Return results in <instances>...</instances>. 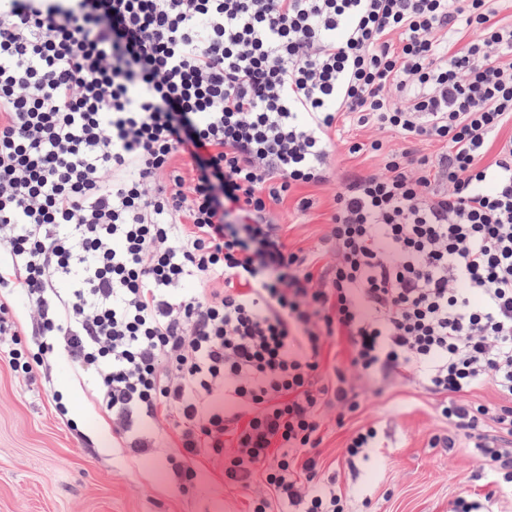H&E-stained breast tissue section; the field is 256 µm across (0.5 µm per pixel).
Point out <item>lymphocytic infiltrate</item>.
<instances>
[{"mask_svg":"<svg viewBox=\"0 0 512 512\" xmlns=\"http://www.w3.org/2000/svg\"><path fill=\"white\" fill-rule=\"evenodd\" d=\"M497 4L0 0V290L38 314L28 343L0 305L13 371L62 350L130 451L169 414L185 482L209 455L229 483L264 476L252 512H345L317 461L324 408H360L322 363L342 336L360 375L440 396L449 434L512 483V139L486 159L512 125ZM345 114L379 132L349 154L385 166L335 195L317 277L270 205L329 180ZM487 384L499 405L468 401Z\"/></svg>","mask_w":512,"mask_h":512,"instance_id":"obj_1","label":"lymphocytic infiltrate"}]
</instances>
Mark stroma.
I'll return each instance as SVG.
<instances>
[{"label": "stroma", "instance_id": "35a3bbf8", "mask_svg": "<svg viewBox=\"0 0 512 512\" xmlns=\"http://www.w3.org/2000/svg\"><path fill=\"white\" fill-rule=\"evenodd\" d=\"M339 125L342 142L331 160L330 181L301 186L271 206L289 248L318 253V273L335 259L325 238L336 192L350 178L384 168L382 156L347 152L348 142L374 137V128L347 118ZM303 197L312 202L305 211L297 206ZM350 356L340 336L323 350L324 364L346 369L360 408L345 415L338 405L325 407L318 455L321 470L335 477L346 497L348 512H450L461 496L484 501L487 512H512V485L481 470L468 439L431 447L432 437L448 433L437 395L398 377L365 379L351 368ZM366 425L377 427L380 445L348 467V439ZM147 436L152 450L146 457L113 439L88 377L65 357L54 356L34 378L0 360V512H249L265 493L258 477L247 488L225 482L223 459L209 456L196 459L197 476L184 487L177 473L179 431L162 419Z\"/></svg>", "mask_w": 512, "mask_h": 512}]
</instances>
